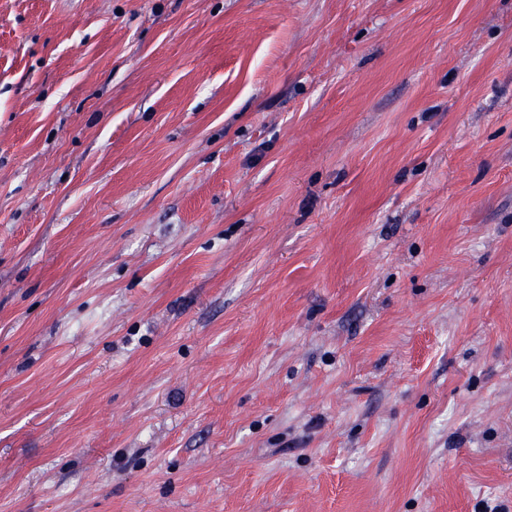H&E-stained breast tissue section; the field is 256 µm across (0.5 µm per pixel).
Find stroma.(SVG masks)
I'll return each mask as SVG.
<instances>
[{
	"label": "stroma",
	"mask_w": 512,
	"mask_h": 512,
	"mask_svg": "<svg viewBox=\"0 0 512 512\" xmlns=\"http://www.w3.org/2000/svg\"><path fill=\"white\" fill-rule=\"evenodd\" d=\"M512 512V0H0V512Z\"/></svg>",
	"instance_id": "35a3bbf8"
}]
</instances>
